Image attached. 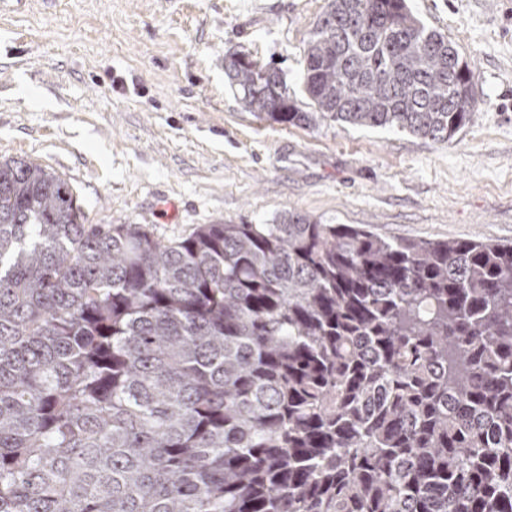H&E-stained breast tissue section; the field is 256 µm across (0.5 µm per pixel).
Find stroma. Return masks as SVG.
<instances>
[{"label": "stroma", "instance_id": "stroma-1", "mask_svg": "<svg viewBox=\"0 0 512 512\" xmlns=\"http://www.w3.org/2000/svg\"><path fill=\"white\" fill-rule=\"evenodd\" d=\"M327 0H23L0 14V160L68 181L92 224L169 240L287 211L388 238L512 243V0H407L474 73L454 139L256 118L224 55L280 68L299 102Z\"/></svg>", "mask_w": 512, "mask_h": 512}]
</instances>
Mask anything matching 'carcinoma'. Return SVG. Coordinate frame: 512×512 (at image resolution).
<instances>
[{"mask_svg":"<svg viewBox=\"0 0 512 512\" xmlns=\"http://www.w3.org/2000/svg\"><path fill=\"white\" fill-rule=\"evenodd\" d=\"M310 110L237 51L255 117L447 142L474 73L406 0H328ZM0 512H512V245L297 212L162 241L0 161Z\"/></svg>","mask_w":512,"mask_h":512,"instance_id":"1","label":"carcinoma"}]
</instances>
